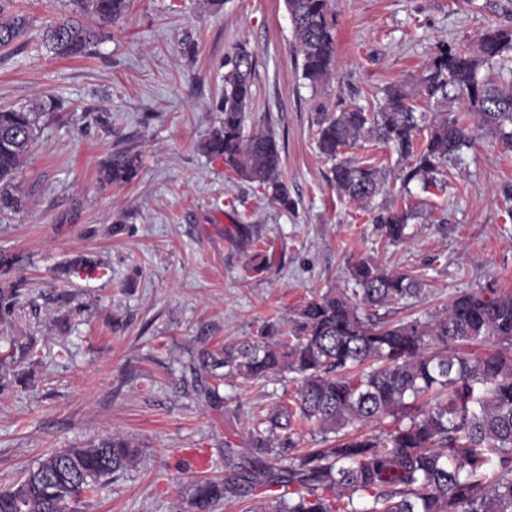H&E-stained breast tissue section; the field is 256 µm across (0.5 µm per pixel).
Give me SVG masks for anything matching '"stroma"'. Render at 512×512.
Masks as SVG:
<instances>
[{
  "instance_id": "1",
  "label": "stroma",
  "mask_w": 512,
  "mask_h": 512,
  "mask_svg": "<svg viewBox=\"0 0 512 512\" xmlns=\"http://www.w3.org/2000/svg\"><path fill=\"white\" fill-rule=\"evenodd\" d=\"M499 2L333 0L336 67L313 87L284 0H224L216 13L203 0H131L79 60L40 43L63 0H11L31 26L0 48V106L51 98L59 108L18 173L27 209L0 218V253L17 259L0 285L24 283L0 350L37 339L28 384L0 395V488L51 451L121 435L141 448L138 464L73 512H185L199 475L186 452L207 454L201 475L223 479L225 441L243 444L248 419L296 388L287 374L217 383L202 362L223 359L225 345L266 324L288 328L305 301L353 288L351 268L368 257L422 282L408 301L374 308L392 323L435 320L451 295L490 283L512 291V152L481 137L436 186L404 192L396 153L362 138L345 157L388 176L363 207L337 190L315 141L317 113L369 105L389 84L416 82L438 45H467L494 21L512 26ZM242 48L253 55L245 130H271L281 145L287 208L202 149ZM117 149L141 158L121 188L99 181ZM405 209L411 238L390 243L377 217ZM237 224L267 246L262 271L231 241ZM83 253L99 271L60 275Z\"/></svg>"
}]
</instances>
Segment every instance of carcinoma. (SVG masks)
Segmentation results:
<instances>
[{
	"instance_id": "cac0c4a2",
	"label": "carcinoma",
	"mask_w": 512,
	"mask_h": 512,
	"mask_svg": "<svg viewBox=\"0 0 512 512\" xmlns=\"http://www.w3.org/2000/svg\"><path fill=\"white\" fill-rule=\"evenodd\" d=\"M70 2L73 16L46 26L42 35L46 50L61 59L87 56L103 36L94 25L120 19L128 6V0ZM286 7L302 75L316 86L336 63L330 0H286ZM28 26L22 15H5L0 0V48ZM506 55L512 56V29L490 27L465 48L438 46L417 89L392 84L371 111L318 113L317 145L335 161L339 191L369 203L384 186L381 168L342 158L345 148L366 135L406 162L396 179L404 185L419 180L425 189L483 133L511 150L512 76L488 73ZM252 86V60L243 50L224 77L217 104L224 118L204 149L286 208L291 200L281 179L279 142L269 129L243 132ZM419 100L432 111L427 125L417 113ZM54 109L51 103L0 108L1 215L26 209L17 173L36 137L38 117ZM139 172L140 157L128 150L113 151L102 170L103 180L119 187ZM411 217L408 210H394L378 222L390 241L405 242ZM233 237L252 247V269H263L265 250L250 240L248 225H235ZM99 268L92 256L79 255L68 273ZM353 278V295L329 291L305 304L290 328L265 326L252 339L224 347V377L246 381L293 373L296 392L291 403L253 418L244 446L224 442V481L193 485L190 512H213L222 498L258 495L275 503L272 512H512V291L459 293L433 322L388 323L363 309L412 298L419 292L418 276L360 261ZM22 295L19 282L0 288V321L17 313ZM489 341L491 353L460 352ZM35 347L36 339L28 336L0 352V393L25 385L16 367L34 357ZM387 418L391 428L379 435L364 432ZM296 422L317 427V447L295 451ZM141 453L117 435L51 452L0 490V512H67L70 501L135 466Z\"/></svg>"
}]
</instances>
